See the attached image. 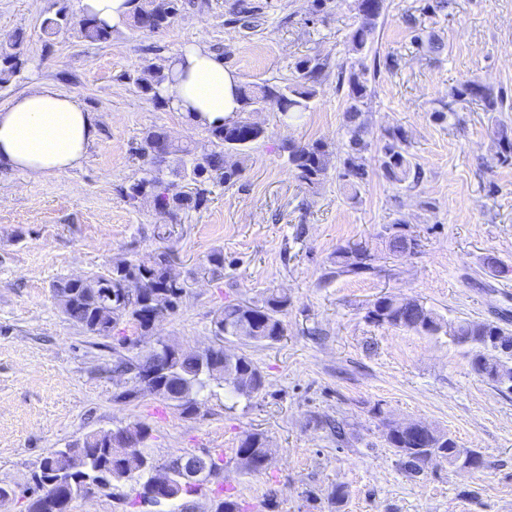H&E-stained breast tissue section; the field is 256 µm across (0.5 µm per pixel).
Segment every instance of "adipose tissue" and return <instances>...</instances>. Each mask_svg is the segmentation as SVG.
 <instances>
[{"mask_svg": "<svg viewBox=\"0 0 512 512\" xmlns=\"http://www.w3.org/2000/svg\"><path fill=\"white\" fill-rule=\"evenodd\" d=\"M163 95L199 129L235 119L240 77L205 44H185L171 61ZM99 130L92 112L53 86L35 84L0 106V167L29 177L59 175L79 167Z\"/></svg>", "mask_w": 512, "mask_h": 512, "instance_id": "obj_1", "label": "adipose tissue"}]
</instances>
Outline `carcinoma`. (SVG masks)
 Listing matches in <instances>:
<instances>
[{
    "instance_id": "1",
    "label": "carcinoma",
    "mask_w": 512,
    "mask_h": 512,
    "mask_svg": "<svg viewBox=\"0 0 512 512\" xmlns=\"http://www.w3.org/2000/svg\"><path fill=\"white\" fill-rule=\"evenodd\" d=\"M129 25L139 31L154 33L168 27L181 11V0H127ZM387 8L386 0H354L355 25L349 41L358 58L347 68H341L339 88L344 92V126L348 136V149L339 164L338 179L348 191V199L355 202L362 184L367 179L366 153L371 148L366 114L374 94L373 81L378 64L367 63L380 18ZM46 35L53 36L71 28L89 42H106L112 29L94 17L73 18L64 8L42 22ZM417 47L439 55L445 49L443 41L434 36L417 33L413 36ZM23 37L16 34L0 43V85L17 77L23 68ZM328 58L320 55L306 56L290 66L291 76L278 80L242 85L241 110L236 119L207 130L211 147L197 149L176 142L160 127L145 129L135 152L144 161L142 176L122 188V194L136 205L152 200L157 209L173 220L188 211L206 206L214 185H232L243 172V161L263 138L264 128L257 126L251 115L270 109L292 119L310 111L312 102L319 95L328 76ZM146 99L166 107L168 100L162 95L164 85L170 81L169 67L154 64L127 76ZM457 101L477 104L484 112H512V94L507 89L487 80L469 79L450 88L448 101L434 110L437 120L455 114L452 108ZM493 141L499 160L512 162V126L503 122L495 124ZM287 153L288 165L297 179L313 190L327 178L332 167V152L326 143L315 140L282 145ZM378 171L393 185L416 186L423 181L424 170L412 160L405 131L392 128L383 136L378 148ZM173 174L188 184L185 191L176 189ZM388 251L401 254L416 252L420 239L407 229L403 219L396 220L389 228L386 240ZM374 258L362 250L340 247L336 260L324 275L327 282L341 276L374 274ZM185 281L171 272L168 253L151 251L135 259H120L102 273L86 277L61 279L52 284V294L57 307L65 318L91 336H110L122 323L136 326L140 335L147 336L156 322L176 313L179 309ZM288 311V297L274 292L262 298L243 302L228 300L213 318V335L217 342L200 354L183 352L173 341L157 337L150 349L156 360L117 353L112 372H134L137 382L116 399L131 401L142 392H149L182 417H192L198 411V397L211 384L224 387L225 398L233 401L227 406L232 410L238 400L254 398L265 389V376L254 360L246 354L227 360L224 341L231 338L249 341L255 345L276 342L284 336L282 316ZM367 318L379 325L413 330L429 335L445 334L459 344H467L472 352L473 371L495 386L512 391V375L506 380L496 378L498 368L489 367L485 357L493 355L501 364L512 368V351L493 353L494 340L500 336L512 338V331L494 322L461 320L450 322L424 303L396 296L384 295L375 300ZM414 429L401 431L391 421L383 423L385 443L399 457L401 465L411 474L424 473L429 467L447 463L456 467L462 457L480 456L471 448H461L448 433L422 422L413 423ZM152 429L142 422H132L112 430L113 440L120 447L129 449L116 458L114 449L105 446L100 432L91 431L52 450L43 459L39 471L32 475L34 484L26 512H54L51 502L43 494L45 483L58 477L69 479L68 492L77 495L98 474L113 465L121 468V480L104 484L100 493L105 494L131 482L136 498L144 500L152 492L151 471L142 467V459L149 457L146 442ZM270 448L262 433H249L236 450L240 468L250 474L267 469ZM215 512H247L243 502L232 493L218 498Z\"/></svg>"
}]
</instances>
